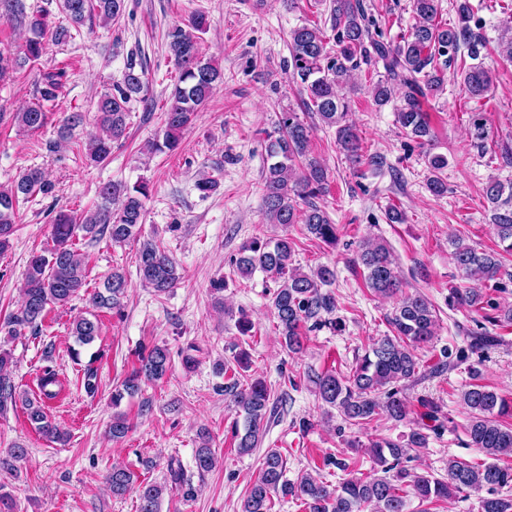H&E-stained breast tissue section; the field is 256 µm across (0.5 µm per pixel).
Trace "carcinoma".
I'll return each mask as SVG.
<instances>
[{
	"label": "carcinoma",
	"instance_id": "cac0c4a2",
	"mask_svg": "<svg viewBox=\"0 0 512 512\" xmlns=\"http://www.w3.org/2000/svg\"><path fill=\"white\" fill-rule=\"evenodd\" d=\"M61 8L72 24L81 25L86 16L95 12L105 20L122 15L125 0H62ZM415 24L397 42L383 39L377 21L370 17L362 0H329L331 31L336 53L326 49L327 41L321 27L303 24L290 31L289 49L291 77L304 95L302 105L318 115L321 122L336 128V143L347 161L357 167L366 164L375 169L383 164L377 154L363 153L362 139L349 120V102L339 88L362 66L382 64L384 74L372 85L373 100L378 106L394 103L396 123L400 134L425 145L432 141L428 113L423 100L443 89L444 70L465 55L472 64L462 69L460 83L472 98L485 96L491 85V73L484 65L488 40L481 25L474 20L469 0H457V23L437 21L440 0H410ZM47 12L39 10L27 16L28 36L22 55L10 56L0 51V74L15 66L39 59L44 40L52 38L63 43L72 38L70 29L49 28ZM208 27L206 15L198 13L187 24L174 25L167 32L168 49L173 59L177 81L164 112L163 144L151 148L173 149L180 135L206 102L224 74L202 54L197 33ZM66 69L48 74L39 88V101L12 115L20 127L35 131L47 124L44 103L56 101L64 87ZM145 72H136L130 64L114 91L104 94L98 103L97 126L100 134L88 145L87 158L94 164L105 161L112 145L125 137L129 103L145 86ZM84 121L81 112L64 116L57 129L59 141L66 142L74 129ZM312 128L297 112H282L274 132L265 142L266 167L263 200L270 224H302L308 233L327 245L338 241V228L327 213L312 199L326 185L323 166L308 156ZM429 177L427 188L435 196L448 193V184L441 171L448 160L439 154H427ZM54 186L38 169L24 171L11 186L0 189V252L10 247L16 204L20 197L41 193L49 195ZM149 187L141 182L132 187L124 183H105L99 188L100 205L89 213L75 215L68 211L56 213L52 222L53 246L30 256L22 300L16 314L9 318L11 333L21 335L25 330L38 332L48 313L69 304L80 295L87 284L86 257L73 247L78 233L95 238L109 235L114 243L137 238L144 223L143 199ZM484 197L491 221L505 250L512 251V183L490 181ZM305 208H299V204ZM452 260L467 278L481 281L493 291L506 289L512 280L495 251L480 252L457 238L452 242ZM293 243L286 238L254 237L240 248L233 260L243 277L260 270L272 279L275 289L271 308L279 324L282 343L289 351L298 353L304 348L305 332L324 326L341 327L328 315L336 311V297L330 290L336 272L320 265L304 273L293 265ZM356 261L364 268L365 281L376 296L396 299L392 312L386 316L391 334L375 340L357 358L352 374L340 376L325 371L310 377L315 393L322 404L336 409L344 422L363 426L375 417L384 415L402 422L410 415L408 399L398 384L420 378L417 349L429 345L437 332L438 316L433 303L420 293L402 292V278L391 248L383 240L369 239L358 245ZM140 280L159 294L168 292L180 280L175 261L156 242L145 240L137 254ZM127 291L124 272L114 269L103 288L88 294L92 311L72 322L71 333L78 346H88L99 336V313L119 315ZM448 306L464 307L481 314L476 325L483 323L512 324V306H503L491 294L478 288H450ZM499 342L498 337L477 333L471 337L469 348L481 353ZM140 365L133 368L120 386L112 391V405L118 406L125 396L137 393L146 379H163L169 368V353L165 346L154 345L138 352ZM11 354L0 349V414L16 405L15 386L7 375ZM248 355L242 351L234 363L218 364L217 370L230 374L224 392L232 396L237 419L233 422V437L239 453L247 454L258 447L260 428L266 416L272 414L271 390L259 379H244ZM84 391L93 396L98 391L97 368L88 362L83 369ZM62 387L53 369L44 370L38 379V396L22 399L24 414L35 429L49 440H64L56 424L45 411L46 401L59 395ZM468 419L464 427L468 446L487 457L481 464H471L457 458L448 459L445 475L429 471L417 472L403 465L410 452L429 447L430 435H440L444 429L441 407L431 399L418 400L423 412L407 435L406 442L376 441L369 455L380 475L371 479L353 476L333 487L311 473H303L294 481L285 477L286 462L277 451H268L261 472L240 504L239 512H270L272 495L291 497L305 506L306 512H408V497L419 504L442 502L454 493L487 490L480 501V512H512V468H503L499 461L512 457V401L480 382L477 369L471 370V382L461 392ZM195 448L194 463L201 475L215 468V453L209 437L201 433ZM171 483L185 497H193L196 489L185 477L182 468H170ZM112 495L122 496L138 487L139 512H160L165 487L138 482V476L127 467H112L108 475Z\"/></svg>",
	"mask_w": 512,
	"mask_h": 512
}]
</instances>
